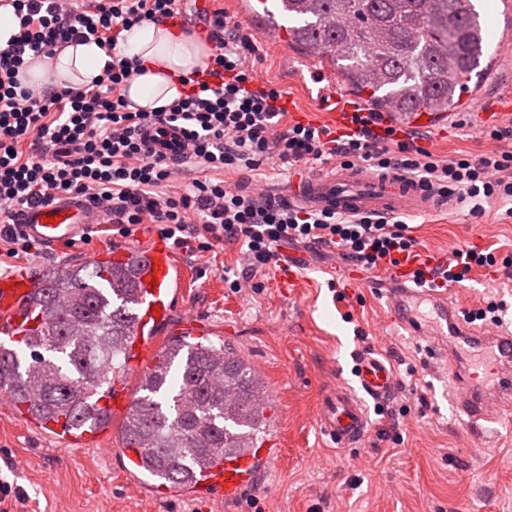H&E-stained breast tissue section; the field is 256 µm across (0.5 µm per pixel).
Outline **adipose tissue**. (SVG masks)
<instances>
[{
  "mask_svg": "<svg viewBox=\"0 0 512 512\" xmlns=\"http://www.w3.org/2000/svg\"><path fill=\"white\" fill-rule=\"evenodd\" d=\"M121 52L139 63L138 74L127 83V98L134 107L147 112L178 99L184 91L182 77L203 67L210 55L208 46L194 34L150 22L125 31ZM109 60L107 51L97 43L73 44L33 62L24 83L62 88L87 85L101 75Z\"/></svg>",
  "mask_w": 512,
  "mask_h": 512,
  "instance_id": "adipose-tissue-1",
  "label": "adipose tissue"
}]
</instances>
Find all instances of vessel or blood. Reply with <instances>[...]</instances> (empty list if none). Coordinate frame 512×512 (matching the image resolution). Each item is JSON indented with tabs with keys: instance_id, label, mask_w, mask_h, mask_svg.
<instances>
[{
	"instance_id": "b4317fda",
	"label": "vessel or blood",
	"mask_w": 512,
	"mask_h": 512,
	"mask_svg": "<svg viewBox=\"0 0 512 512\" xmlns=\"http://www.w3.org/2000/svg\"><path fill=\"white\" fill-rule=\"evenodd\" d=\"M313 83L318 84L315 108L323 112L336 135H349L360 127L368 112L351 91L341 90L337 72L323 60L317 45H308L303 59ZM466 108L479 124L512 118V98L488 97L475 88ZM376 131L393 128L399 139H410L414 130L432 124H448L449 114L399 112L385 105L378 112ZM140 136L153 154L168 161L183 155L184 133L180 127L147 126ZM290 202L303 207L336 211L345 215L430 213L454 210L455 197L439 198L414 180L394 173L336 165L320 174L295 175L288 189ZM96 208L78 197H62L26 210L17 228L25 237L55 247L86 237L102 223ZM452 249L423 248L395 256L385 279L380 282L388 298L391 318L411 335H425L417 308L428 303L438 330L432 342L438 356L448 361L451 402L472 426L496 419L512 410V333L492 326H475L468 314L448 297L444 288H425L419 281L447 267ZM90 262L108 266L133 265L137 274L135 297L139 317L126 346L127 363L120 377L104 372L105 385L99 404L107 415L127 413L135 402V382L149 373L146 359L153 338L170 320L182 294L184 265L162 238L141 251L121 245L89 257ZM40 286L36 275L24 271L0 275V335L12 339L35 333L42 316L33 312ZM355 384L337 381L321 400L318 426L339 448L361 446L371 430L365 399L385 402L397 391L395 371L381 354L366 350L355 360ZM44 430L66 447L101 444L105 432L97 427L79 430L66 421H46ZM275 440H264L244 453L218 452L210 465L185 485L168 487L171 496H188L201 501L236 500L256 481L262 464L277 456Z\"/></svg>"
}]
</instances>
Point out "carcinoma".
<instances>
[{"label": "carcinoma", "instance_id": "carcinoma-1", "mask_svg": "<svg viewBox=\"0 0 512 512\" xmlns=\"http://www.w3.org/2000/svg\"><path fill=\"white\" fill-rule=\"evenodd\" d=\"M270 1L288 16L295 46L319 40L354 91L371 89V101H392L399 112L458 108L486 52L474 0H256L253 12L277 29ZM133 291L125 273L106 276L92 264L46 270L34 299L44 330L0 344V386L35 418L88 421L100 368L125 364L138 313ZM152 361L120 427L140 453L142 475L182 484L216 450L252 448L266 436L267 388L232 348L173 337Z\"/></svg>", "mask_w": 512, "mask_h": 512}]
</instances>
